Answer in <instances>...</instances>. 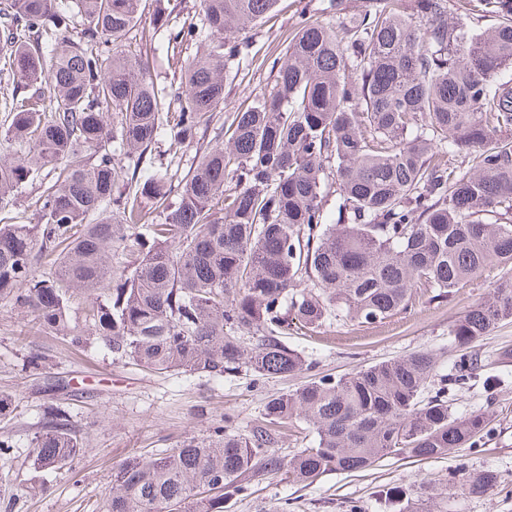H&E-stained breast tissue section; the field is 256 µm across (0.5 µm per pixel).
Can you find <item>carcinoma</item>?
I'll return each mask as SVG.
<instances>
[{"mask_svg": "<svg viewBox=\"0 0 512 512\" xmlns=\"http://www.w3.org/2000/svg\"><path fill=\"white\" fill-rule=\"evenodd\" d=\"M276 3L199 0L213 46L176 57L171 119L131 37L141 0H0V65L16 78L3 97L0 213L53 174L36 222L0 218V303L67 336L83 293L87 335L72 341L155 373H312L247 433L226 415L206 436L124 460L106 512H224L264 472L308 486L388 455L447 456L490 423L448 404L482 368L476 356L442 372L441 353L417 351L336 377L285 338L332 317L372 324L417 287L439 299L489 266L512 268V82H499L512 71V0H461L455 14L449 0H366L346 22L306 20L272 61L269 96L212 126L239 34ZM484 18L495 24L479 33ZM156 23L180 47L198 36L171 10ZM164 140L198 161L146 174ZM463 153L465 171L453 162ZM49 264L56 275L37 274ZM511 318L512 277L448 335L467 347ZM301 420L314 444L289 459L271 452ZM81 449L51 413L31 465L61 468ZM495 479L458 470L417 494L446 501L450 484Z\"/></svg>", "mask_w": 512, "mask_h": 512, "instance_id": "carcinoma-1", "label": "carcinoma"}]
</instances>
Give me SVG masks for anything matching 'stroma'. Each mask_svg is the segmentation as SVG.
Wrapping results in <instances>:
<instances>
[{
    "mask_svg": "<svg viewBox=\"0 0 512 512\" xmlns=\"http://www.w3.org/2000/svg\"><path fill=\"white\" fill-rule=\"evenodd\" d=\"M342 10L329 11L328 0H279L275 12L246 29L254 65L229 62L224 80V102L217 113L230 121L238 107L267 97L274 78L264 57L284 49L300 16L342 21L360 10L364 0H341ZM168 0H142L141 18L134 35L143 44L147 74L168 94L178 88L174 60L165 32L154 17ZM512 269L487 267L456 293L433 298L418 290L411 306L380 323L358 325L330 319L320 332L289 335V346L316 361L320 372L339 376L359 367L387 361L417 350H440L446 366L463 351L478 354L496 369L499 379L486 387L484 373L469 386L450 395L457 414L487 410L488 433L471 448H460L438 458H382L372 469L330 472L302 487L284 474L253 480L248 495L232 499L227 512H343L355 501L363 512H399L414 480L446 482L457 469L494 470L497 484L484 492L456 485L448 490L447 512H512V362L499 366L497 355L512 349V320L500 322L469 349L457 347L448 328L471 306L488 298ZM42 356L38 369L26 365L29 353ZM308 381L296 374L258 380L237 374L216 381L198 375L157 374L132 364L114 362L94 347H77L69 339L38 328L30 313L0 304V440H9L0 453V512H103L113 468L131 455L150 456L175 447L185 437L207 434L232 415L240 430L259 421L266 401L294 391ZM64 411L76 428L83 448L69 464L37 472L29 462L33 439L45 413ZM393 490L394 498L383 495Z\"/></svg>",
    "mask_w": 512,
    "mask_h": 512,
    "instance_id": "stroma-1",
    "label": "stroma"
}]
</instances>
